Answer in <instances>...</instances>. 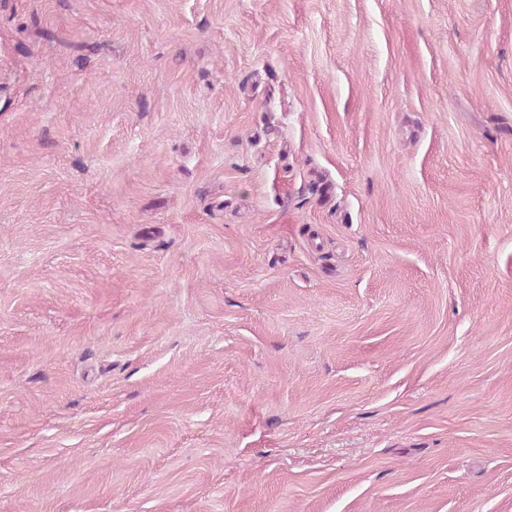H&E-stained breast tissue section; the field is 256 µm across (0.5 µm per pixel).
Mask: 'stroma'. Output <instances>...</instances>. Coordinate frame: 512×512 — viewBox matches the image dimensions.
<instances>
[{
	"mask_svg": "<svg viewBox=\"0 0 512 512\" xmlns=\"http://www.w3.org/2000/svg\"><path fill=\"white\" fill-rule=\"evenodd\" d=\"M0 512H512V0H0Z\"/></svg>",
	"mask_w": 512,
	"mask_h": 512,
	"instance_id": "obj_1",
	"label": "stroma"
}]
</instances>
